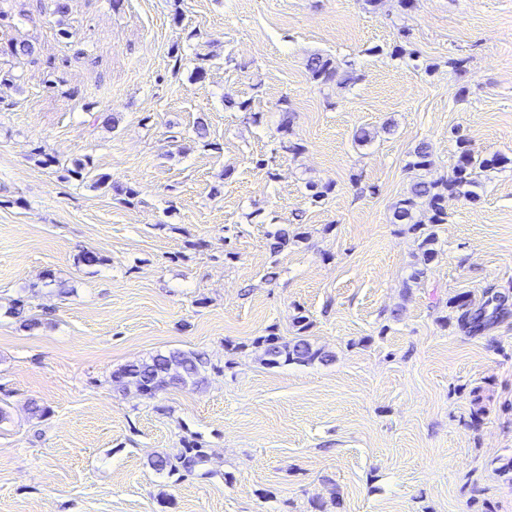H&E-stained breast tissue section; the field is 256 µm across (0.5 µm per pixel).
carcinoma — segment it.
Wrapping results in <instances>:
<instances>
[{"label": "carcinoma", "instance_id": "obj_1", "mask_svg": "<svg viewBox=\"0 0 512 512\" xmlns=\"http://www.w3.org/2000/svg\"><path fill=\"white\" fill-rule=\"evenodd\" d=\"M306 71L312 83L318 86H348L358 80L353 72L339 73L334 61L314 54L306 61ZM281 148L296 155L303 145L291 139L293 135L290 120L285 118L276 129ZM430 144L422 141L409 153L408 166L421 172L413 181L407 193L396 204L393 219L396 224H406L415 231L429 223L433 226L448 221L446 202L450 196H463L476 199V188L481 186L480 173L512 164V158L494 153L482 156L471 148L470 141L458 138V160L451 174L440 180H428L423 172L431 165ZM91 174L90 161L78 160L65 169L64 179L83 180ZM437 241L431 231L421 236L418 249L421 263L427 264L434 258ZM455 311L457 325L473 336L481 335L498 320L512 313L499 295H491L477 303L468 294H457L449 299ZM294 334L280 335L276 326H269L265 334L255 337L251 347L261 352L263 360L269 364H326L333 361L335 354L315 345L309 338L311 321L298 312L293 318ZM207 358L198 353L172 350L147 359L128 363L112 373V382L117 390L131 389L140 395L153 399L158 393L186 385H198L206 380ZM208 462L207 449L193 441L182 442V447L171 452H162L150 459V466L158 473L191 476Z\"/></svg>", "mask_w": 512, "mask_h": 512}]
</instances>
